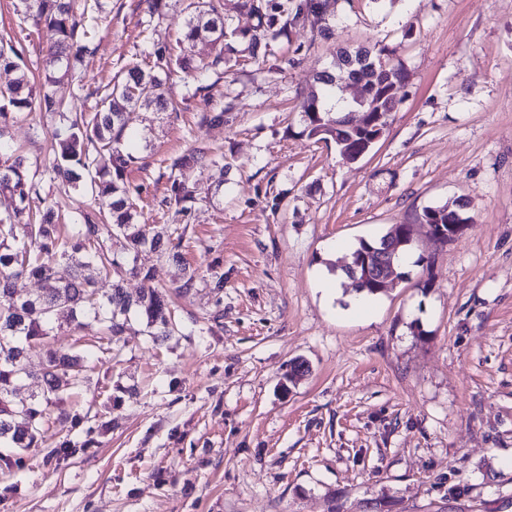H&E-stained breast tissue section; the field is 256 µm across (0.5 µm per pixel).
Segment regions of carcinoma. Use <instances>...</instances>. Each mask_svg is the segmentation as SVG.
Here are the masks:
<instances>
[{
	"label": "carcinoma",
	"instance_id": "cac0c4a2",
	"mask_svg": "<svg viewBox=\"0 0 512 512\" xmlns=\"http://www.w3.org/2000/svg\"><path fill=\"white\" fill-rule=\"evenodd\" d=\"M107 0H22L24 18L36 27L51 29L56 39L48 48V71L44 84L58 81L59 76L83 63L93 52V34L87 20L105 12ZM330 0H236V8L257 18L249 31L229 29L224 0H189L185 13L184 38L176 47L144 52V59L129 63L112 78L107 91L90 112L71 111L49 91H34L27 69L14 48L0 46V69L16 72L14 80L0 88V192H9L14 206L0 213V469L11 470L18 463L14 451L38 448L43 443L51 409L58 416L70 412L62 405L60 378L73 389L90 382L103 355L114 351L129 329V314L145 322L147 333L168 339L180 330L173 322L168 291L149 286L137 297L122 287L123 277L138 274L130 259L150 246L160 252L172 251L180 243L153 235L137 222V203L126 182L125 174L136 161L135 138L126 131L124 114L130 109L146 108L166 112L173 107L166 96V84L177 70L190 72L202 83L224 73L228 62V36L247 43L256 58L264 41L286 36L299 23L311 22L319 33H333L335 15L329 12ZM208 40L218 46L209 60L199 62L186 53L185 43ZM381 52L359 48L343 49L336 56V72H319L315 82L323 85L320 94L307 99L318 102L321 117L333 120L350 112L348 104L339 109L326 106L336 77L359 80L370 65L379 61ZM155 96H143L147 87ZM56 114L59 125L53 139L58 150L49 161L52 180L62 188L90 189L98 204V216L83 215V223L74 224L69 234L61 233V215L53 199L41 196L29 182L26 158L12 149L6 134L9 126L33 111ZM224 167V154L199 148L189 155L171 160L166 204L177 215L191 209L195 200L189 186V172L195 168ZM422 220L447 225L469 221L465 205L455 208L432 205L422 210ZM401 233L403 252L413 240L414 225L394 224L382 239ZM98 266L112 288L99 293L96 283L82 274V269ZM23 276L42 282L35 297L16 295L14 281ZM90 314L102 324V335L81 351L52 349L45 339L55 324L66 322L78 326L80 317ZM40 357L41 389L27 396L20 389L34 377L27 362Z\"/></svg>",
	"mask_w": 512,
	"mask_h": 512
}]
</instances>
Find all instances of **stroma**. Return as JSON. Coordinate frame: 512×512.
Masks as SVG:
<instances>
[{"label": "stroma", "mask_w": 512, "mask_h": 512, "mask_svg": "<svg viewBox=\"0 0 512 512\" xmlns=\"http://www.w3.org/2000/svg\"><path fill=\"white\" fill-rule=\"evenodd\" d=\"M0 0V40L44 76L52 31ZM336 32L311 26L270 41L197 85L173 78L177 111L125 114L138 135L126 180L139 222L181 240L178 258L140 251L137 294L174 295L181 335L161 342L132 318L122 350L66 396L84 419L54 418L50 443L0 475V512H512V0H336ZM83 66L54 84L90 110L146 43L183 35L179 7L108 0ZM388 48L409 77L384 136L359 163L310 138L299 104L338 48ZM223 122L202 125L204 108ZM53 122L33 112L9 131L41 194ZM224 152L196 170V202L168 208L171 158ZM466 203L469 228L440 243L418 218ZM411 224L393 284L362 295L324 273L359 240ZM224 272L222 293L203 280ZM223 309L220 323L210 320ZM308 371L288 382L290 364ZM93 445H86V438Z\"/></svg>", "instance_id": "stroma-1"}]
</instances>
